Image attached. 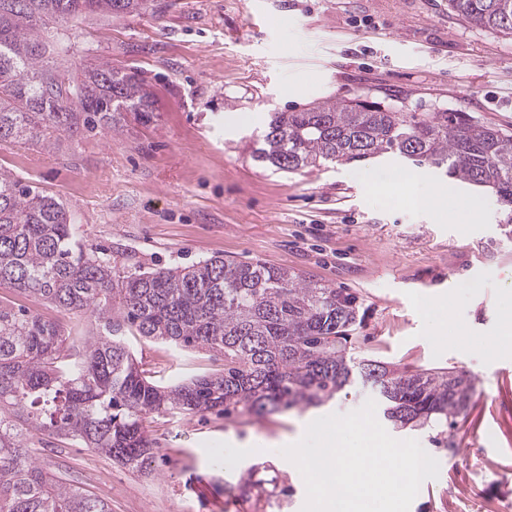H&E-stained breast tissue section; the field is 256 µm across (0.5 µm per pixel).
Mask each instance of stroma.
<instances>
[{
	"mask_svg": "<svg viewBox=\"0 0 512 512\" xmlns=\"http://www.w3.org/2000/svg\"><path fill=\"white\" fill-rule=\"evenodd\" d=\"M71 33L100 60L143 73L154 122L64 137L48 151L2 142L0 171L60 199L85 245L111 250L117 267L221 256L356 296L362 322L348 358L474 380L455 427L388 429L439 463L410 512H478L472 488L479 512L512 504V224L496 196L426 166L408 184L393 157L288 173L260 167L248 148L267 113L327 100L395 99L512 131V37L471 26L448 0H154ZM132 347L163 384L224 364L161 341ZM305 416L152 414L155 447L139 470L48 437L36 457L64 463L112 512H225L229 499L238 512H302L303 478L275 450ZM246 475L270 497L244 492Z\"/></svg>",
	"mask_w": 512,
	"mask_h": 512,
	"instance_id": "35a3bbf8",
	"label": "stroma"
}]
</instances>
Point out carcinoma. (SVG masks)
Listing matches in <instances>:
<instances>
[{"label":"carcinoma","mask_w":512,"mask_h":512,"mask_svg":"<svg viewBox=\"0 0 512 512\" xmlns=\"http://www.w3.org/2000/svg\"><path fill=\"white\" fill-rule=\"evenodd\" d=\"M150 0H0V142L51 148L62 136L112 132L127 116L156 117L137 71L84 63L66 22L127 16ZM469 24L512 36V0H448ZM255 161L293 172L393 155L428 165L512 205V134L463 112H407L367 100L271 112L253 141ZM33 296L62 315H88L77 340L63 325L0 303V512H112L63 471L37 460L34 439L52 435L128 468L152 455L149 414L226 417L321 406L356 381L384 418L457 422L473 384L454 370L399 373L357 365L346 346L356 298L286 268L219 256L163 270L119 269L87 247L53 196L0 175V290ZM182 350L224 356V371L163 386L126 342V329Z\"/></svg>","instance_id":"obj_1"}]
</instances>
